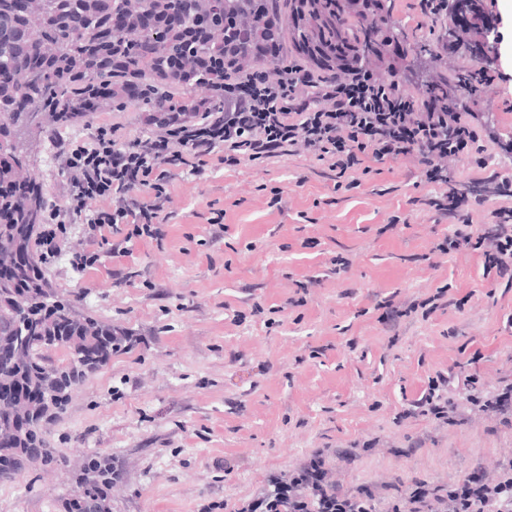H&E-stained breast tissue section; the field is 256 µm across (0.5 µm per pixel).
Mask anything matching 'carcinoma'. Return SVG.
Returning a JSON list of instances; mask_svg holds the SVG:
<instances>
[{"instance_id": "obj_1", "label": "carcinoma", "mask_w": 512, "mask_h": 512, "mask_svg": "<svg viewBox=\"0 0 512 512\" xmlns=\"http://www.w3.org/2000/svg\"><path fill=\"white\" fill-rule=\"evenodd\" d=\"M0 0V73L9 77L11 99H0V184L28 180L27 143L69 123L64 107L74 97L118 91L136 78L141 94L134 104L151 111L166 104L186 107L203 90L224 101V70L212 69L196 86L179 93L152 81L165 54L191 52L219 58L234 36V22L247 10L250 37H269L267 15L281 19V41L326 44L342 35L363 41L364 21L349 11L348 0H321V10L336 15L328 27L318 10L299 9L292 0H170L192 38L173 41L153 28L132 35L112 29V15L151 11L154 0ZM401 22L389 12L375 29L386 41ZM122 50L125 66L112 70L110 60L96 62L101 46ZM34 198L0 191V479L9 478L40 459L56 461L43 427L63 414L85 377L106 367L112 354L130 346L129 335L109 323L77 314L69 295L50 288L35 260L14 263L27 247L29 233L43 223L45 212ZM61 352L54 361L50 354ZM117 474L100 454L86 458L83 471L63 499L62 512H112Z\"/></svg>"}]
</instances>
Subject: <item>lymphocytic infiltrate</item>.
<instances>
[{
	"instance_id": "1",
	"label": "lymphocytic infiltrate",
	"mask_w": 512,
	"mask_h": 512,
	"mask_svg": "<svg viewBox=\"0 0 512 512\" xmlns=\"http://www.w3.org/2000/svg\"><path fill=\"white\" fill-rule=\"evenodd\" d=\"M400 47L396 39L381 46L371 69L354 61L353 45L336 43L342 64L336 70L297 44L288 49L292 61L283 71L275 66L286 50L282 43L249 49L228 44L231 67L222 106L200 97L189 110L147 113L144 134L130 141L117 137L111 122L98 120L106 109L100 99L73 102L72 120L84 123L90 140L59 142L63 178L52 194L60 203L49 207L31 254L47 265L65 252L71 266L83 270L101 256L84 248L65 251L67 225H87L93 238L125 224L128 239L113 245L112 254L129 255V239L160 237L172 170L200 176L214 159L231 168L245 159L292 156L302 147L340 178L368 170L373 161L413 159L415 177L436 187L429 205L437 214L462 220L471 207L487 208L481 233H448L439 251L469 247L483 258L485 269L512 279V174L489 171L486 150L498 141L495 125L486 113L461 109L456 94L460 88H489L493 78L475 62L410 93L409 76L398 65ZM452 156L471 160L481 176L457 179L446 166ZM504 470L505 477L494 480L473 470L441 496L417 488L402 512H512V459ZM326 482L327 472L314 457L277 487L287 495L290 512H376L371 500L342 488L335 498L311 507L309 488Z\"/></svg>"
}]
</instances>
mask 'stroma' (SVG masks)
<instances>
[{"instance_id": "35a3bbf8", "label": "stroma", "mask_w": 512, "mask_h": 512, "mask_svg": "<svg viewBox=\"0 0 512 512\" xmlns=\"http://www.w3.org/2000/svg\"><path fill=\"white\" fill-rule=\"evenodd\" d=\"M502 17L500 101L512 102V0ZM35 141L32 174L61 178L58 141ZM407 159L337 178L310 152L200 177L173 171L161 240L48 276L80 314L132 336L89 374L45 436L60 463L0 479V512H61L91 454L120 473L113 512H246L311 456L344 489L368 484L378 503L437 487L512 458V424L464 391L449 420L410 414L436 374H475L487 394L512 383V284L469 249L434 246L452 229L414 185ZM405 309L396 325L385 304Z\"/></svg>"}]
</instances>
